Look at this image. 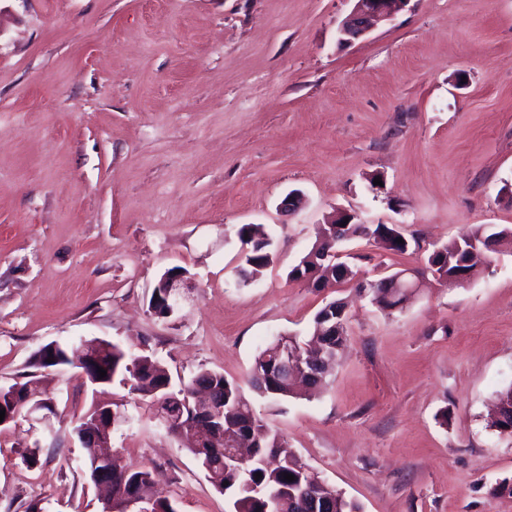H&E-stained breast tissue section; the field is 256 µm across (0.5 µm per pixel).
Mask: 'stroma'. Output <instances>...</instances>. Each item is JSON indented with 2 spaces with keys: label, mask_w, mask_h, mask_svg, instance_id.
<instances>
[{
  "label": "stroma",
  "mask_w": 512,
  "mask_h": 512,
  "mask_svg": "<svg viewBox=\"0 0 512 512\" xmlns=\"http://www.w3.org/2000/svg\"><path fill=\"white\" fill-rule=\"evenodd\" d=\"M353 0H0V386L52 341L105 339L246 382L276 335L347 305L345 345L311 396L257 413L360 512H512V245L469 281L427 277L402 309L363 284L423 266L482 226L512 229V0H409L339 44ZM305 196L287 213L289 191ZM394 224L396 254L342 245L332 288L291 280L334 210ZM274 262L243 284L235 229ZM194 283L174 317L148 310L165 271ZM46 421L0 430V512H103L76 461L91 405L75 371L42 379ZM116 456L155 470L177 512L228 498L113 384ZM37 446L35 465L21 455Z\"/></svg>",
  "instance_id": "stroma-1"
}]
</instances>
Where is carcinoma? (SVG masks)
Instances as JSON below:
<instances>
[{
	"label": "carcinoma",
	"instance_id": "1",
	"mask_svg": "<svg viewBox=\"0 0 512 512\" xmlns=\"http://www.w3.org/2000/svg\"><path fill=\"white\" fill-rule=\"evenodd\" d=\"M359 233V227L351 224L341 230L339 236L333 235L329 224L320 227L318 237L312 249L294 266L289 273L292 278L309 274L319 284L328 281L346 280L353 275L351 267L344 261L320 263L318 253L334 251L336 245L352 235ZM237 237L246 246L244 264L240 275L245 283L253 282L261 272L273 263L274 250L270 236L261 224H241L236 230ZM366 237L373 239L379 247L394 253L407 251L409 243H399L401 237L393 226L375 224L369 226ZM508 230L489 233L478 227L469 235L449 244L433 249L427 257V267L436 269L440 274H449L458 268V262L468 261L472 269L479 263L489 262L495 250L488 245H500L507 241ZM385 279L374 282L375 298L381 308L392 310L404 300V293L384 287ZM330 302L321 308L315 316V335L307 340L297 336L279 334L255 357L251 367L248 384L260 396L272 401H280L297 394L299 387H315L316 380L310 376L297 374L288 382L275 380L273 366L282 354L280 346L288 341V346L303 359L308 360L319 350L338 351L345 341L340 332L325 334L328 323L321 317ZM149 312L158 318H169V306L166 303V289L154 288L149 299ZM80 346L67 343L45 344L31 356L27 367L44 373L53 370L64 373L71 368L84 369ZM100 367L107 371L104 378L95 375L87 380L99 387L111 385L115 379L127 385L131 392L148 399L154 412L162 411L168 419L163 425L178 437L184 446L204 467L208 478L216 489L229 496L232 512H301V496L307 487L319 498L320 512H358V507L344 499L336 489H325L316 484L315 475L300 463L296 456L288 452L281 435L258 417L243 387L235 380L228 379L224 373L214 370H201L189 381L174 386L165 366L150 355H134L119 345L108 341L96 351ZM207 386L213 389V399L219 402L218 423L223 425L222 436L203 446L197 439L202 419L210 414L208 407L195 400L196 388ZM243 432L251 440L255 457L247 471L239 469L233 458V449L226 447L231 434ZM84 447V467L87 475L102 468L98 464L106 453L104 448H96L89 443ZM261 478H256V474ZM294 476V480L284 479V475ZM150 512H177L166 498L156 494L152 471L145 466L112 463V508L115 512H127L129 504Z\"/></svg>",
	"mask_w": 512,
	"mask_h": 512
}]
</instances>
